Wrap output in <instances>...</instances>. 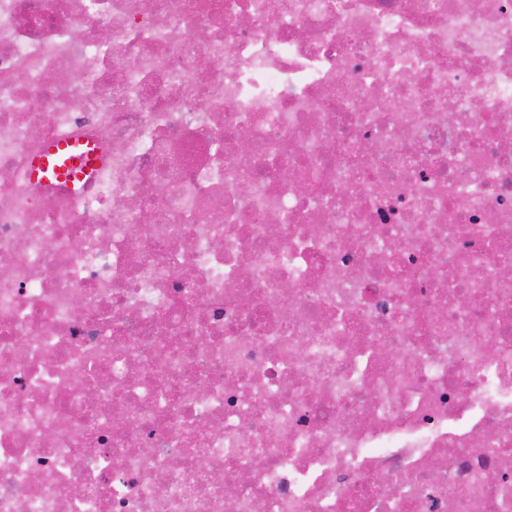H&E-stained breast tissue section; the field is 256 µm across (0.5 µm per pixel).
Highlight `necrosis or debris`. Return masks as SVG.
Instances as JSON below:
<instances>
[{"label":"necrosis or debris","mask_w":512,"mask_h":512,"mask_svg":"<svg viewBox=\"0 0 512 512\" xmlns=\"http://www.w3.org/2000/svg\"><path fill=\"white\" fill-rule=\"evenodd\" d=\"M0 512H512V0H0ZM97 164V156L88 151H82L75 144L55 142L51 144L41 155L31 163L30 178L33 180L47 181L50 178L65 179L75 174L79 169L89 171Z\"/></svg>","instance_id":"necrosis-or-debris-1"}]
</instances>
